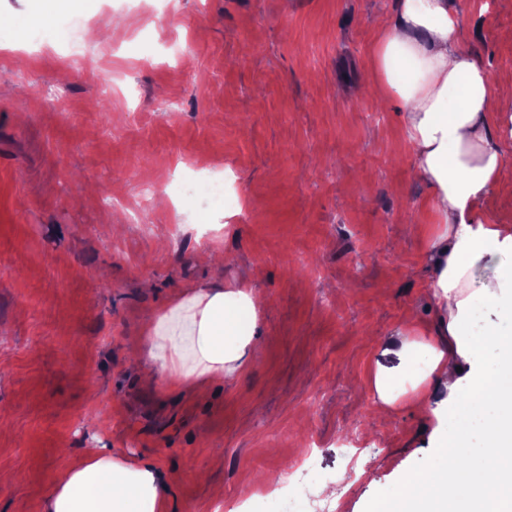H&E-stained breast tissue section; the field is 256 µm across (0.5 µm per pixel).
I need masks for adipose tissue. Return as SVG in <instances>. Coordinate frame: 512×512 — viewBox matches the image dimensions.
I'll return each instance as SVG.
<instances>
[{
  "mask_svg": "<svg viewBox=\"0 0 512 512\" xmlns=\"http://www.w3.org/2000/svg\"><path fill=\"white\" fill-rule=\"evenodd\" d=\"M370 68L401 109L417 177L440 229L429 243L431 331L397 328L371 384L384 411H417L440 454L388 491L389 512H512V225L477 221L506 165L488 71L461 42L453 0H396L378 27ZM489 321L475 330L474 309ZM260 300L251 283L179 290L145 328L150 384L233 380L257 348ZM494 351V367L481 354ZM479 424L481 444L469 431ZM47 512H167L155 466L103 448L67 468Z\"/></svg>",
  "mask_w": 512,
  "mask_h": 512,
  "instance_id": "1",
  "label": "adipose tissue"
}]
</instances>
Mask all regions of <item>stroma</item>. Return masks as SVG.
<instances>
[{"label":"stroma","instance_id":"35a3bbf8","mask_svg":"<svg viewBox=\"0 0 512 512\" xmlns=\"http://www.w3.org/2000/svg\"><path fill=\"white\" fill-rule=\"evenodd\" d=\"M488 70L512 156V0H454ZM0 0V512H43L88 448L154 464L168 512H230L310 441L344 476L337 512H376L438 454L407 408L381 417L371 373L406 318L429 327L431 191L403 114L364 88L394 0H173L158 29L121 0ZM112 38L70 59L64 24ZM232 172L240 206L158 207L189 164ZM479 219L512 224V165ZM250 278L259 353L232 382L144 383L142 329L179 288ZM371 445L357 472L343 441Z\"/></svg>","mask_w":512,"mask_h":512}]
</instances>
